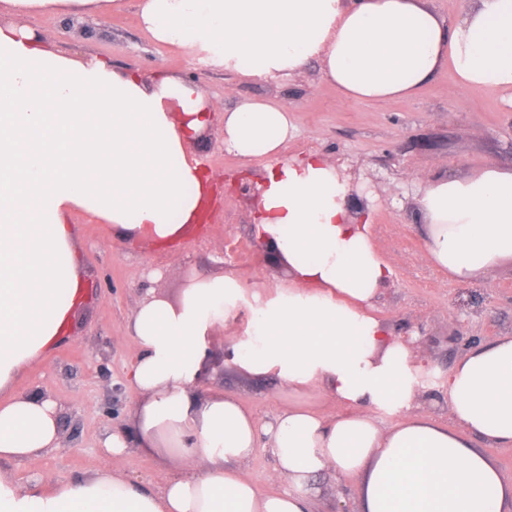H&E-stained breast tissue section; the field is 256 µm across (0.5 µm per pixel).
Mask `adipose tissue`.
<instances>
[{
  "mask_svg": "<svg viewBox=\"0 0 512 512\" xmlns=\"http://www.w3.org/2000/svg\"><path fill=\"white\" fill-rule=\"evenodd\" d=\"M120 0H0V461L56 448L59 409L15 394V375L61 336L82 295L76 210L127 240L180 241L198 223L210 180L189 146L216 105L180 74L145 77L82 60L16 23L32 14L103 16ZM153 40L203 55L246 80L317 61L345 97L416 95L442 68L459 88L512 91V0H466L454 21L427 0H140ZM293 126L281 103L247 100L224 114V145L261 160L253 233L288 268L286 282L245 285L235 274L189 279L178 302L147 294L128 331L140 352L129 377L134 441L104 448L163 453L160 489L100 469L18 488L0 472V512H312L318 475L357 482L358 512H512L486 447L512 448V336L463 353L439 379L443 423L420 400L430 360L415 356L373 310L392 276L367 224L354 217L336 167L315 152L285 155ZM429 262L459 281L512 264V169L437 178L417 197ZM225 365L277 376L288 401L259 421L223 392L198 397L216 331ZM338 407L328 418L312 395ZM395 415L383 426L378 414ZM270 449L286 485L261 492L246 471Z\"/></svg>",
  "mask_w": 512,
  "mask_h": 512,
  "instance_id": "ef3b65f1",
  "label": "adipose tissue"
}]
</instances>
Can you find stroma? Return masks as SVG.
<instances>
[{
    "label": "stroma",
    "instance_id": "obj_1",
    "mask_svg": "<svg viewBox=\"0 0 512 512\" xmlns=\"http://www.w3.org/2000/svg\"><path fill=\"white\" fill-rule=\"evenodd\" d=\"M20 23L78 58H107L116 68L146 75L177 72L224 109L250 99L287 104L294 126L287 156L322 152L344 163L357 181L352 203L370 213V238L393 271L377 317L402 338H415L439 372L475 343L512 336V266L479 280L449 279L426 258L417 211L418 194L437 178L467 177L486 166L512 169V94L457 88L446 68L416 96L388 102L346 98L314 62L290 78L243 80L187 50L153 42L140 26L138 0H123L121 9L103 18L29 15ZM223 138L218 120L191 148L211 175L213 191L206 223L179 248L162 250L145 239L133 243L116 236L111 225L88 222L82 212L70 215L83 303L67 333L27 365L12 387L62 408L61 443L33 464L1 460L0 470L17 484H27L36 471L77 482L104 466L152 489L169 478L160 456L133 449L111 456L102 446L107 436L132 431L130 408L139 393L127 371L139 346L127 323L136 303L150 291L178 301L194 274L231 272L248 285L284 277L273 254L254 240L251 205L238 189L254 183L258 165L229 152ZM213 390L234 396L263 421L284 402L276 378L228 368L198 388L203 396ZM317 485L314 512H356L352 480L323 474Z\"/></svg>",
    "mask_w": 512,
    "mask_h": 512
}]
</instances>
